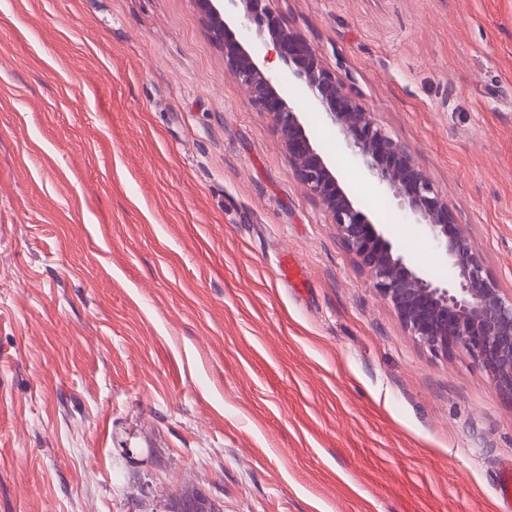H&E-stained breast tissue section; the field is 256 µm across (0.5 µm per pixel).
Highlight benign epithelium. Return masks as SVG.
Wrapping results in <instances>:
<instances>
[{"label": "benign epithelium", "instance_id": "7a95c632", "mask_svg": "<svg viewBox=\"0 0 512 512\" xmlns=\"http://www.w3.org/2000/svg\"><path fill=\"white\" fill-rule=\"evenodd\" d=\"M224 63L251 105L269 115L307 193L319 201L379 297L405 332L437 355L461 347L512 400V291L487 270L448 200L418 167L408 146L393 139L344 80L327 70L317 50L266 7L267 0H193ZM336 129L338 148L360 176L404 213L407 223L443 249L454 276L440 284L416 270L358 206L336 165L307 130L299 103ZM205 492L178 500L177 510L205 512Z\"/></svg>", "mask_w": 512, "mask_h": 512}]
</instances>
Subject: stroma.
I'll return each mask as SVG.
<instances>
[{
    "mask_svg": "<svg viewBox=\"0 0 512 512\" xmlns=\"http://www.w3.org/2000/svg\"><path fill=\"white\" fill-rule=\"evenodd\" d=\"M269 6L512 290V0ZM509 464L512 400L404 333L193 0H0V512H512Z\"/></svg>",
    "mask_w": 512,
    "mask_h": 512,
    "instance_id": "stroma-1",
    "label": "stroma"
}]
</instances>
